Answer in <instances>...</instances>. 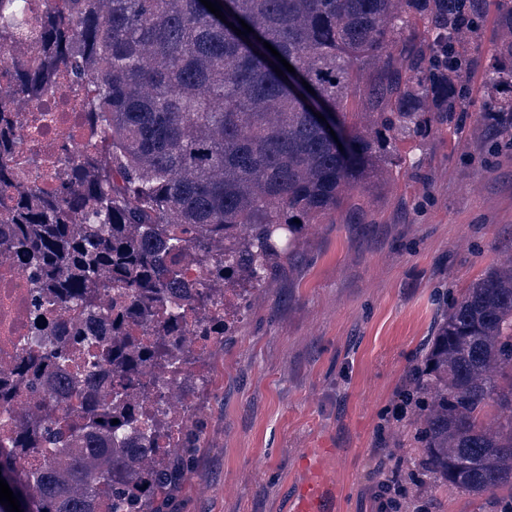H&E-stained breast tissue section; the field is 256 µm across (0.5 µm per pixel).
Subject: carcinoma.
Masks as SVG:
<instances>
[{"instance_id": "1", "label": "carcinoma", "mask_w": 512, "mask_h": 512, "mask_svg": "<svg viewBox=\"0 0 512 512\" xmlns=\"http://www.w3.org/2000/svg\"><path fill=\"white\" fill-rule=\"evenodd\" d=\"M212 2L225 20L200 0H51L40 11L0 0L10 83L31 100L78 83L71 111L99 136L83 163L60 156L53 192H30L0 219V249L36 294L32 346L0 406L23 385L49 392L45 418L4 431L13 447L53 456L35 495L0 456L23 512H163L197 432L182 425L184 452L164 450V400L145 371L189 363L177 341L187 298L199 326L229 335L232 322L211 314L225 287L265 282L290 258L288 239L401 171L400 143L457 132V113L473 107L483 135L512 134V0ZM241 19L252 32L239 36ZM25 41L44 55L11 58ZM265 42L314 93L288 83ZM317 112L337 116L348 151ZM185 258L205 272L192 296ZM101 288L129 300L122 314ZM57 302L87 314L67 341L55 340ZM104 380L109 405L96 401ZM70 391L79 405L59 406ZM412 392L421 464L443 484L500 494L512 512V258L437 320Z\"/></svg>"}]
</instances>
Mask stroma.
Masks as SVG:
<instances>
[{"label":"stroma","mask_w":512,"mask_h":512,"mask_svg":"<svg viewBox=\"0 0 512 512\" xmlns=\"http://www.w3.org/2000/svg\"><path fill=\"white\" fill-rule=\"evenodd\" d=\"M442 130L402 143L413 160L361 197L367 218L340 211L308 225L294 260L249 290L212 378L189 405L200 442L167 512H284L298 456L333 449L339 512H379L382 468H398L400 512H500L496 496L436 484L415 421L378 433L439 316L476 278L512 257V137Z\"/></svg>","instance_id":"stroma-1"}]
</instances>
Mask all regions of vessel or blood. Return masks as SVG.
<instances>
[{"label": "vessel or blood", "mask_w": 512, "mask_h": 512, "mask_svg": "<svg viewBox=\"0 0 512 512\" xmlns=\"http://www.w3.org/2000/svg\"><path fill=\"white\" fill-rule=\"evenodd\" d=\"M297 470L291 512H336L339 488L328 471L326 452L300 455Z\"/></svg>", "instance_id": "b4317fda"}]
</instances>
